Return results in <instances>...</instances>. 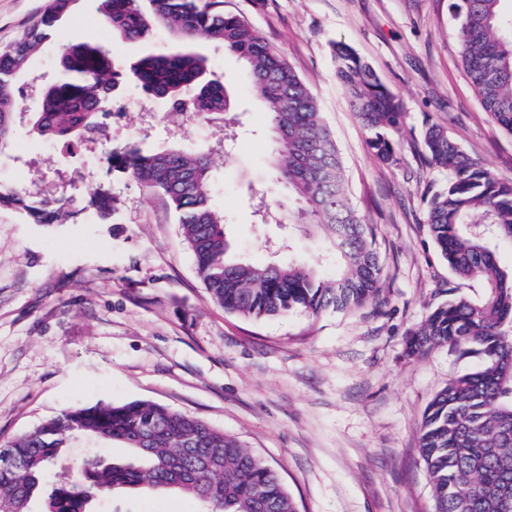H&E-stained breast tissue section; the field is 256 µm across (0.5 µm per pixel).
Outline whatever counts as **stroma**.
I'll use <instances>...</instances> for the list:
<instances>
[{
	"label": "stroma",
	"mask_w": 512,
	"mask_h": 512,
	"mask_svg": "<svg viewBox=\"0 0 512 512\" xmlns=\"http://www.w3.org/2000/svg\"><path fill=\"white\" fill-rule=\"evenodd\" d=\"M453 0H224L282 53L316 95L348 179L351 204L374 234L383 266L372 305L314 317L295 309L247 319L225 312L197 275L167 198L114 172L115 149L172 145L212 161L215 206L234 253L264 265L304 257L335 266L296 224H263L255 192L287 204L266 168L265 105L246 88L242 62L206 39L193 43L234 94L225 120L185 122L139 87L123 89L111 136L67 161L63 147L15 131L0 180L38 184L43 199H70L64 224H35L0 208V444L75 406L148 401L200 419L275 468L299 512H433L420 456L423 414L448 380L480 367L474 353L437 347L407 356L408 332L449 292L480 299L477 279L457 278L427 226L446 169L425 162L424 134L445 127L467 154L512 184V135L484 111L461 61ZM49 0H0V50L36 25ZM58 35L30 63L53 79L64 44H111L131 62L145 47L112 41L96 0H74ZM353 47L401 100L395 161L378 162L368 133L335 77L331 47ZM94 183L122 201L114 222L83 211ZM95 512H200L179 493L117 492Z\"/></svg>",
	"instance_id": "stroma-1"
}]
</instances>
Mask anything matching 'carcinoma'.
Returning a JSON list of instances; mask_svg holds the SVG:
<instances>
[{
	"label": "carcinoma",
	"instance_id": "cac0c4a2",
	"mask_svg": "<svg viewBox=\"0 0 512 512\" xmlns=\"http://www.w3.org/2000/svg\"><path fill=\"white\" fill-rule=\"evenodd\" d=\"M74 0H51L40 26L0 52V150L12 145L16 123L73 153L107 138L103 118L112 115L120 88L134 82L188 119L229 111L224 76L205 57L157 49L124 65L95 41L67 44L58 78L38 90L28 112L20 80L30 58L57 33ZM503 0H454L461 60L485 112L512 134V12ZM103 24L121 41L147 43L157 29L189 43L202 36L242 60L250 93L270 114L268 164L292 192V206L260 202L261 218H287L323 237L336 261L325 276L300 259L252 265L229 254L224 216L216 209L211 159L202 151L170 148L114 150L112 169L147 194L172 204L197 273L212 299L229 313L261 319L302 308L317 317L347 312L376 299L383 267L369 227L351 205L345 168L319 103L281 53L244 17L226 14L216 0H98ZM336 80L369 132V151L393 160L388 133L405 112L371 66L342 42L333 46ZM430 164L448 170V186L429 202V232L461 279L480 278L485 295H463L433 308L408 341L410 353L446 346L475 352L482 365L448 381L428 405L420 430V454L433 489L434 512H512V267L498 249L512 245V185L498 182L437 125L424 135ZM82 202L100 221L119 211L114 193L89 185ZM0 207L24 212L35 224H62L65 204L36 203L19 185L0 181ZM115 442L132 458L110 461L99 448ZM86 447L78 477L60 475L51 489L44 477L67 449ZM179 491L204 512H298L276 469L236 439L205 422L156 404L133 401L70 408L0 448V512H88L92 502L117 490Z\"/></svg>",
	"mask_w": 512,
	"mask_h": 512
}]
</instances>
